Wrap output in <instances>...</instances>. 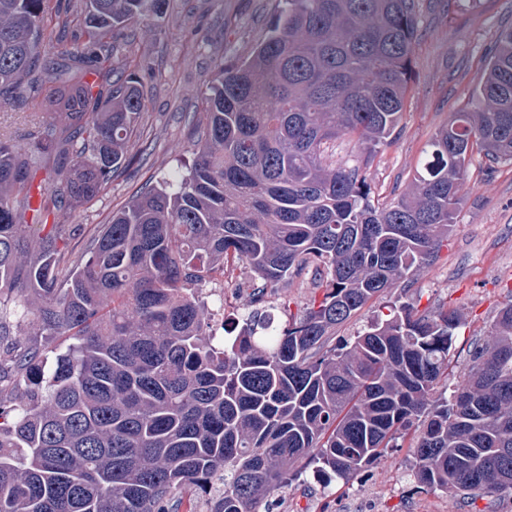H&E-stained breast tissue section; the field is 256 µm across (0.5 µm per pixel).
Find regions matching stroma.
<instances>
[{
	"label": "stroma",
	"mask_w": 512,
	"mask_h": 512,
	"mask_svg": "<svg viewBox=\"0 0 512 512\" xmlns=\"http://www.w3.org/2000/svg\"><path fill=\"white\" fill-rule=\"evenodd\" d=\"M82 7V0H49L45 37L73 39L82 28ZM279 10V0H170L162 18L120 34L129 45L126 70L139 78L145 94L138 136L128 148L133 161L96 198L55 213L64 265L82 260L113 212L141 187L180 175L192 158L216 64L247 59ZM510 26L512 0H421L405 108L366 168L373 201L389 203L408 186L430 139L465 106L500 32ZM53 87L39 68L1 93L0 137L24 144L28 131L45 121L42 103ZM461 196L447 247L410 287L386 296L421 310L461 311L448 370L451 388L467 372L474 342L486 336L498 311L512 304V162L492 164L473 152ZM414 465L404 449L386 453L347 484L337 480L326 488L305 476L274 494V512H469L459 495L420 487Z\"/></svg>",
	"instance_id": "35a3bbf8"
}]
</instances>
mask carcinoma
Returning a JSON list of instances; mask_svg holds the SVG:
<instances>
[{
	"label": "carcinoma",
	"mask_w": 512,
	"mask_h": 512,
	"mask_svg": "<svg viewBox=\"0 0 512 512\" xmlns=\"http://www.w3.org/2000/svg\"><path fill=\"white\" fill-rule=\"evenodd\" d=\"M47 0H0V90L36 66L58 73V118L0 141V335L7 318L73 342L0 354L28 401L0 387V512H270L291 470L344 481L389 448L408 449L423 488L477 499L512 493V304L448 377L456 309L390 305L351 341L336 329L409 287L455 224L466 160H512V27L501 31L476 107L456 113L400 196L370 200L365 164L325 156L349 136L367 153L396 127L411 81L420 0H280L248 60L219 62L188 174L150 185L60 264L43 216L90 201L118 174L145 105L118 66L108 106L86 80L117 58L112 32L169 0H83L86 38L44 40ZM56 161L48 189L31 168ZM26 212L32 222L23 221ZM39 259L25 263L22 242ZM312 268L322 297L277 327L267 291ZM240 272L256 311L242 327L199 299Z\"/></svg>",
	"instance_id": "obj_1"
}]
</instances>
